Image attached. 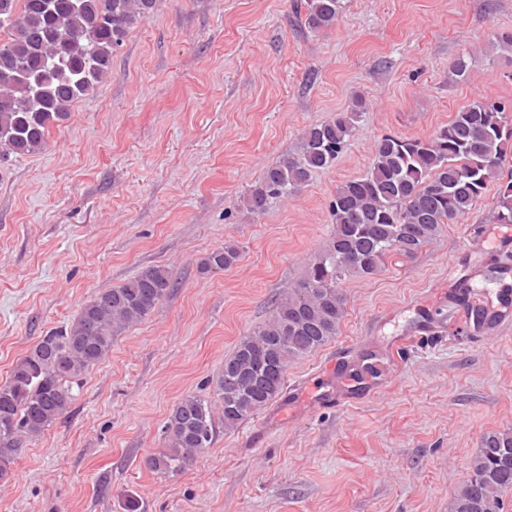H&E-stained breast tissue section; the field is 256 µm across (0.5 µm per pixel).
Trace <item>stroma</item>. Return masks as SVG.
<instances>
[{
	"instance_id": "1",
	"label": "stroma",
	"mask_w": 512,
	"mask_h": 512,
	"mask_svg": "<svg viewBox=\"0 0 512 512\" xmlns=\"http://www.w3.org/2000/svg\"><path fill=\"white\" fill-rule=\"evenodd\" d=\"M298 0H157L112 72L35 153L0 160V384L99 291L150 266L174 286L73 389L67 416L24 443L0 512H449L484 436L512 431V325L461 336L448 271L481 253L483 201L412 257L346 282L329 343L290 364L280 394L177 474L146 460L188 394L327 242L337 187L379 137H428L474 100L512 101V0H342L311 30ZM470 54L468 79L454 60ZM367 103L336 163L261 215L241 200L303 131ZM236 245L225 271L209 254ZM334 395V408L288 394ZM240 258V252L233 244L214 250L203 263V270H226L235 265Z\"/></svg>"
}]
</instances>
